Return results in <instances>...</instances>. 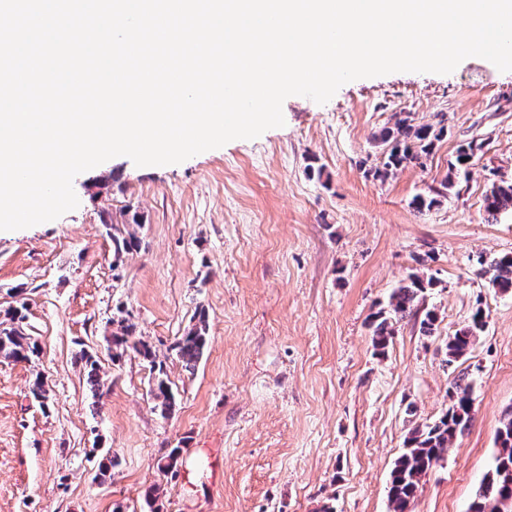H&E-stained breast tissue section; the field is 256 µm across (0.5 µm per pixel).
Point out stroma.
Segmentation results:
<instances>
[{"label":"stroma","mask_w":512,"mask_h":512,"mask_svg":"<svg viewBox=\"0 0 512 512\" xmlns=\"http://www.w3.org/2000/svg\"><path fill=\"white\" fill-rule=\"evenodd\" d=\"M282 111L284 126L179 164L112 158L74 178L76 209L0 231V317L25 301L41 348L0 361V512H392L408 432L442 415L462 371L475 378L471 421L410 512H467L512 407V293L475 266L512 253V213L483 206L491 177L512 180V71L470 57L448 74L357 79L322 105L291 96ZM402 113L447 131L424 166L375 179L377 136ZM472 140L483 150L468 177L444 188ZM419 195L439 202L416 210ZM129 208L141 246L116 267L104 222ZM413 272L437 282L423 302L437 328L406 318L376 349L371 317ZM478 307L484 333L448 364L449 336ZM201 309L210 340L190 372L173 346ZM119 315L163 362L171 414L150 397L148 362H113ZM84 350L102 397L83 382ZM38 374L44 404L29 394ZM174 448L172 475L157 463ZM80 360L84 361L85 364V381L88 389L93 396H99L104 389H108L107 382L99 374V368L97 361L93 359V356L85 351L80 354Z\"/></svg>","instance_id":"stroma-1"}]
</instances>
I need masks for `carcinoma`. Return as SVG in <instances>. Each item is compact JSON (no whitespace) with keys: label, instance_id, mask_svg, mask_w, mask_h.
<instances>
[{"label":"carcinoma","instance_id":"1","mask_svg":"<svg viewBox=\"0 0 512 512\" xmlns=\"http://www.w3.org/2000/svg\"><path fill=\"white\" fill-rule=\"evenodd\" d=\"M444 135V127L414 125L409 118L398 119L393 126L380 133L383 158L374 171L378 178H386L395 171L409 165H423ZM482 145L468 142L458 148L451 173L458 175L467 171ZM484 208L488 216L495 218L507 211L512 212V181L494 180L484 197ZM141 240L135 233L112 225V257L117 263L122 256L140 247ZM479 277L486 278L492 287L503 293L512 290V253L499 255L479 254L476 258ZM437 286L432 278L418 274L409 275L408 282L400 285L390 295L387 305L373 314V341L384 348L397 324L419 312V302L427 289ZM25 303L8 312V319L0 321V359L12 362H29L38 350L37 341L25 333L22 311ZM116 330L112 332V361H120L130 349L147 361L154 373L150 395L161 413L175 407V397L169 385L162 363L156 361L152 347L141 340L134 341L136 325L127 318L112 320ZM482 308H476L466 326L448 337L447 363L453 364L464 357L471 345L485 329ZM208 345V326L205 310L197 313L196 323L175 345L176 355L183 366L194 369ZM85 364V381L93 396H99L107 388V382L99 374L97 361L87 352L80 354ZM450 405L445 413L432 423L414 427L405 439V448L395 463L390 476L388 491L393 512H409L419 483L432 466L441 459L452 441L462 434L470 421L473 404V387L466 373H459L448 391ZM497 450L485 474L483 486L468 506L467 512H512V408L501 416L496 430Z\"/></svg>","mask_w":512,"mask_h":512}]
</instances>
